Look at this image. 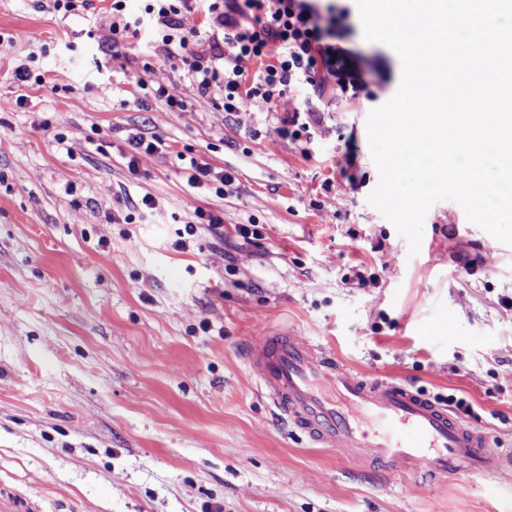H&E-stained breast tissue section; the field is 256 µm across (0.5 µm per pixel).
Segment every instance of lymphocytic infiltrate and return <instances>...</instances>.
I'll use <instances>...</instances> for the list:
<instances>
[{"label": "lymphocytic infiltrate", "mask_w": 512, "mask_h": 512, "mask_svg": "<svg viewBox=\"0 0 512 512\" xmlns=\"http://www.w3.org/2000/svg\"><path fill=\"white\" fill-rule=\"evenodd\" d=\"M194 0H144L137 15L127 0H110L111 52L142 30L153 36V61L144 63L135 84L146 96L165 99L171 110L185 107L154 81L156 61L179 59L200 95L218 93L224 111L258 108L273 111L287 94L302 93L298 107L283 120L284 131L308 145L318 125L317 99L331 96L350 106L359 102L369 82L356 49L346 45L347 11L321 6L319 0H204V17L217 35L200 45L195 30L185 29L183 16ZM254 71H246L245 61Z\"/></svg>", "instance_id": "obj_1"}]
</instances>
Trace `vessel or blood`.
<instances>
[{
	"label": "vessel or blood",
	"instance_id": "obj_1",
	"mask_svg": "<svg viewBox=\"0 0 512 512\" xmlns=\"http://www.w3.org/2000/svg\"><path fill=\"white\" fill-rule=\"evenodd\" d=\"M261 370L263 393L310 438L367 461L433 476L512 470V453L410 387L352 373L285 329L248 352ZM34 500L0 488V512H36Z\"/></svg>",
	"mask_w": 512,
	"mask_h": 512
}]
</instances>
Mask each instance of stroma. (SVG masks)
<instances>
[{"label":"stroma","mask_w":512,"mask_h":512,"mask_svg":"<svg viewBox=\"0 0 512 512\" xmlns=\"http://www.w3.org/2000/svg\"><path fill=\"white\" fill-rule=\"evenodd\" d=\"M348 42L373 99L324 100L310 149L282 132L298 105L233 115L191 86L180 60L132 82L152 50L115 58L95 0L62 17L53 0H0V484L45 512H505L512 473L431 480L355 468L344 449L283 423L246 348L296 329L366 377L473 407L466 420L512 451V245L453 200L424 219L417 255L367 198L378 182L367 118L397 91L401 62ZM44 74L21 85L19 65ZM162 148L133 154L135 130ZM232 173V194L189 188L181 157ZM136 171H129L130 157ZM151 197L150 223H115ZM224 213V241L195 208ZM258 224L245 242L233 227Z\"/></svg>","instance_id":"1"}]
</instances>
